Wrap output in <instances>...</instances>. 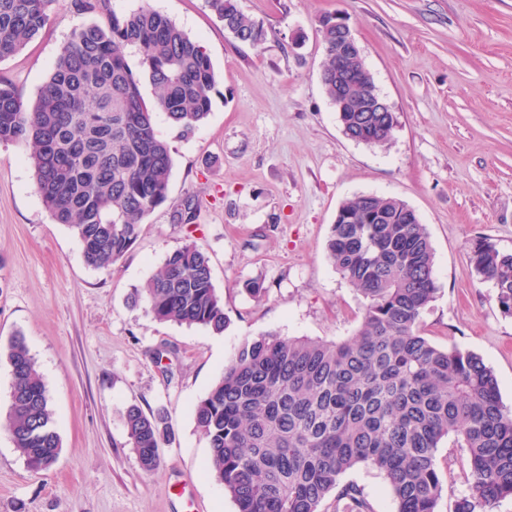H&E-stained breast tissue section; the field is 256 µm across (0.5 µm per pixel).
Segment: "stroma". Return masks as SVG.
<instances>
[{
  "mask_svg": "<svg viewBox=\"0 0 512 512\" xmlns=\"http://www.w3.org/2000/svg\"><path fill=\"white\" fill-rule=\"evenodd\" d=\"M170 17L204 47L217 73L207 120L187 137L165 118L168 199L122 259L88 266L34 186L26 151L0 144V352L23 334L50 393L62 450L47 471L29 468L0 431V512H237L207 472L209 447L193 408L239 345L265 332L342 341L362 300L326 261L336 211L359 194L405 201L435 250L439 292L423 315L443 348L473 351L493 368L512 407V317L470 261L486 238L512 251V0H238L267 38L235 41L206 0H112ZM345 17L381 95L397 116L390 144L348 139L320 74L318 18ZM101 15L58 0L42 34L0 62V76L32 105L70 32ZM196 206V220L177 212ZM196 243L210 259L230 324L223 334L161 323L131 296L167 253ZM264 290L251 296L248 282ZM165 409L174 429L160 466L143 470L123 422L128 405ZM437 512L469 494L464 449L440 443ZM374 512H395L384 477L359 466L343 477Z\"/></svg>",
  "mask_w": 512,
  "mask_h": 512,
  "instance_id": "obj_1",
  "label": "stroma"
}]
</instances>
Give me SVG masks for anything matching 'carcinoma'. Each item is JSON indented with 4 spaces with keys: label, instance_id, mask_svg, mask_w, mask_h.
Masks as SVG:
<instances>
[{
    "label": "carcinoma",
    "instance_id": "obj_1",
    "mask_svg": "<svg viewBox=\"0 0 512 512\" xmlns=\"http://www.w3.org/2000/svg\"><path fill=\"white\" fill-rule=\"evenodd\" d=\"M56 2L0 0V62L43 31ZM207 2L235 39L263 45V24L246 17L237 0ZM70 8L103 14L107 23L71 31L32 109L0 77V143L28 147L43 205L80 242L89 266L107 268L168 198L173 159L156 114L179 135L192 134L210 113L217 74L204 48L149 6L117 12L111 0H70ZM319 32L321 82L351 139L358 113L336 100L343 42L336 15H322ZM144 78L151 99L141 91ZM370 118L372 137L363 144L387 147L393 131L385 113ZM326 251L363 299L353 336L339 343L275 332L247 338L195 404L208 469L238 512H322L331 497L345 512H373L361 489L342 482L360 464L383 474L397 512H436L443 489L436 452L444 439L469 459L471 494L458 499L455 512H489L512 497V408L501 401L494 371L477 354L424 336L422 316L438 286L434 248L415 210L395 197L354 196L340 205ZM471 261L512 316V253L481 238ZM135 299L159 322L215 334L229 325L210 259L194 243L169 252ZM3 359L13 384L0 426L29 467L47 470L61 440L46 384L23 336L11 338ZM123 421L142 468L155 471L159 448L173 436L168 416L131 405Z\"/></svg>",
    "mask_w": 512,
    "mask_h": 512
}]
</instances>
